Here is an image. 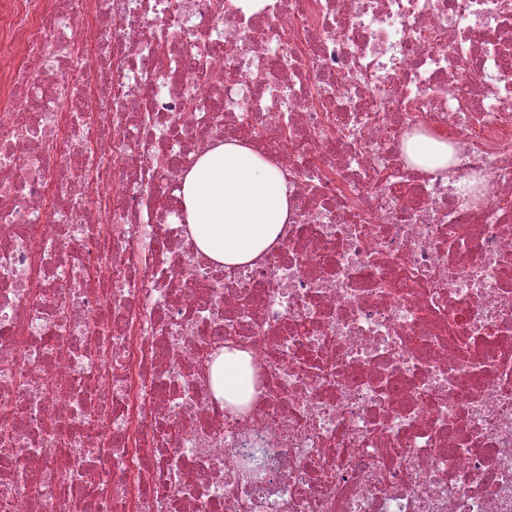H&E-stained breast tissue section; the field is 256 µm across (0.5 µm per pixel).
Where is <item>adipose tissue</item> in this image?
Masks as SVG:
<instances>
[{
    "mask_svg": "<svg viewBox=\"0 0 512 512\" xmlns=\"http://www.w3.org/2000/svg\"><path fill=\"white\" fill-rule=\"evenodd\" d=\"M182 197L198 249L227 267L262 259L288 223L282 171L264 155L235 141L224 142L197 159L183 182ZM212 386L228 402L250 389L243 355L225 356Z\"/></svg>",
    "mask_w": 512,
    "mask_h": 512,
    "instance_id": "ef3b65f1",
    "label": "adipose tissue"
}]
</instances>
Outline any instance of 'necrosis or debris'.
<instances>
[{"mask_svg":"<svg viewBox=\"0 0 512 512\" xmlns=\"http://www.w3.org/2000/svg\"><path fill=\"white\" fill-rule=\"evenodd\" d=\"M227 140L290 204L240 268ZM0 512H512V0H0ZM422 144L418 153L409 149V157L412 161L424 169H444L448 167V142L439 141L430 137ZM182 197L198 249L226 267L262 259L288 224L282 171L239 142L201 155L184 179ZM212 387L225 401L241 402L238 399L239 393L251 388L250 375L242 354L224 355L223 364L213 375Z\"/></svg>","mask_w":512,"mask_h":512,"instance_id":"obj_1","label":"necrosis or debris"}]
</instances>
